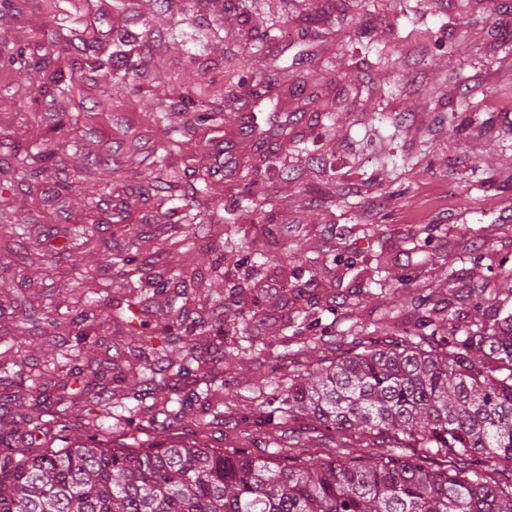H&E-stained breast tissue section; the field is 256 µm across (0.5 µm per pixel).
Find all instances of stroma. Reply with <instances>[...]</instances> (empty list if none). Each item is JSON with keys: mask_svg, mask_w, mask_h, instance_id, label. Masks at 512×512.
<instances>
[{"mask_svg": "<svg viewBox=\"0 0 512 512\" xmlns=\"http://www.w3.org/2000/svg\"><path fill=\"white\" fill-rule=\"evenodd\" d=\"M258 93L287 136L241 126ZM509 110L512 0H0V391L21 395L0 433L64 447L110 351L140 321L177 317L199 354L226 335L213 373L234 399L206 444L257 432L262 456L344 458L313 419L258 429L254 407L315 369L308 337L388 310L404 321L422 295L470 321L492 318L486 290L512 309V217L497 206L512 200ZM110 150L122 163L92 164ZM158 249L161 291L125 263ZM88 305L104 343L46 322ZM75 362L82 375H66ZM24 375L61 397L65 427L34 433ZM97 429L191 438L143 407Z\"/></svg>", "mask_w": 512, "mask_h": 512, "instance_id": "obj_1", "label": "stroma"}]
</instances>
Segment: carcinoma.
Listing matches in <instances>:
<instances>
[{"label": "carcinoma", "instance_id": "obj_1", "mask_svg": "<svg viewBox=\"0 0 512 512\" xmlns=\"http://www.w3.org/2000/svg\"><path fill=\"white\" fill-rule=\"evenodd\" d=\"M148 284L167 287L166 271L146 262ZM415 300L413 325L386 336L341 340L336 359L288 380V413L311 416L339 437L359 433L391 448H433L461 460L433 469L425 459L388 455L310 464L264 457L247 448H212L195 438L132 448L97 434L78 436L65 448L37 451L0 435V512H512V475L489 461H512V312L498 311L461 336H442L440 309ZM80 335L99 328L95 309L70 319ZM150 375L131 388L137 400L177 377L202 383L203 361L194 340L162 330ZM178 340L187 355L175 363L166 345ZM209 391H193L202 410L191 433L212 427ZM154 398L152 416L179 421ZM110 399L91 393L85 411L105 418Z\"/></svg>", "mask_w": 512, "mask_h": 512}]
</instances>
